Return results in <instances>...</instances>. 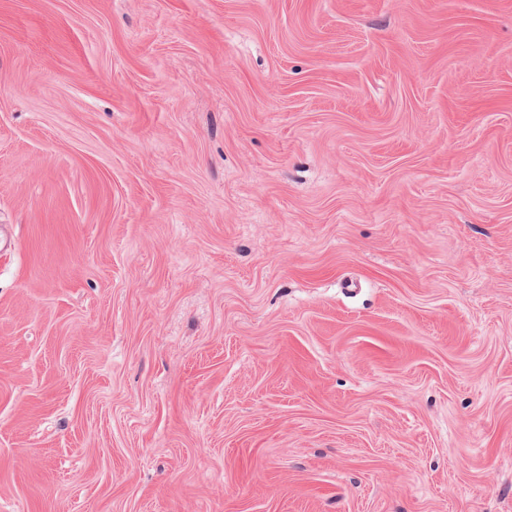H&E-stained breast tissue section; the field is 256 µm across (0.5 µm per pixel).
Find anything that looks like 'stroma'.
Wrapping results in <instances>:
<instances>
[{
	"mask_svg": "<svg viewBox=\"0 0 512 512\" xmlns=\"http://www.w3.org/2000/svg\"><path fill=\"white\" fill-rule=\"evenodd\" d=\"M0 512H512V0H0Z\"/></svg>",
	"mask_w": 512,
	"mask_h": 512,
	"instance_id": "1",
	"label": "stroma"
}]
</instances>
